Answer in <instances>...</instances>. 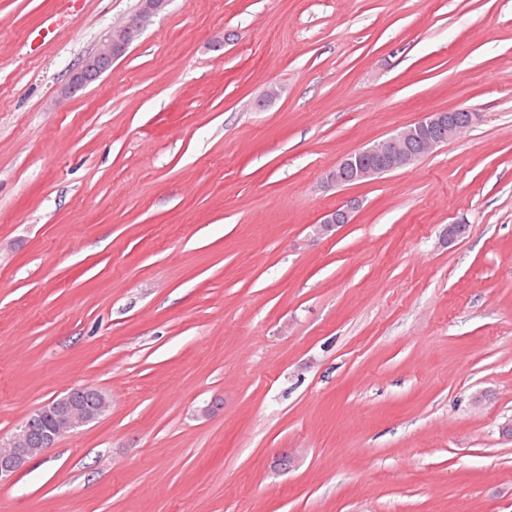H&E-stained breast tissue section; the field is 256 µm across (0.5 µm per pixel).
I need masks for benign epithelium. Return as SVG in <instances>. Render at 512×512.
Here are the masks:
<instances>
[{
	"label": "benign epithelium",
	"instance_id": "obj_1",
	"mask_svg": "<svg viewBox=\"0 0 512 512\" xmlns=\"http://www.w3.org/2000/svg\"><path fill=\"white\" fill-rule=\"evenodd\" d=\"M169 0H140L139 9L123 21L112 26L101 38L96 50L70 69L63 85V92L72 95L85 88L112 68V63L123 56L139 37L145 25L162 13ZM476 113L465 109L451 112H428L421 119L408 125L393 135L373 142L357 151V156L374 159L362 167L358 179L362 181L378 177L385 172L406 168L418 158L435 150L442 143L450 141L473 125ZM352 207H338L326 212L315 232L320 235L330 233L341 224L351 221ZM89 390L82 385L66 395L52 400L55 411L54 424L42 432L40 447H29V438L38 416L25 420L9 437H0V484H4L24 469L33 457L46 448L55 447L62 439L87 424L100 419L108 411L110 404L104 395H99L97 403L88 408L73 402L72 397Z\"/></svg>",
	"mask_w": 512,
	"mask_h": 512
}]
</instances>
